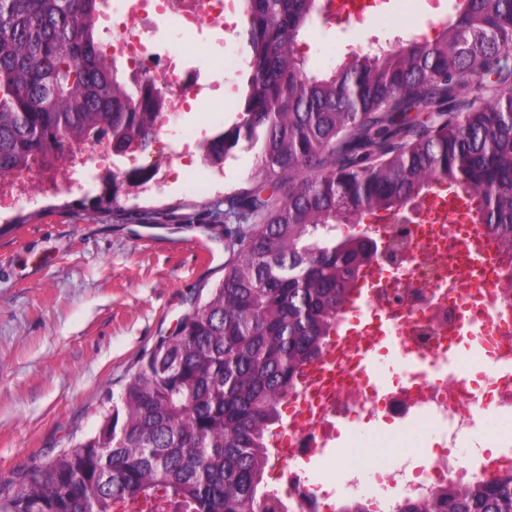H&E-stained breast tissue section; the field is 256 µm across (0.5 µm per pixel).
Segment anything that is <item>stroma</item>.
<instances>
[{
    "label": "stroma",
    "instance_id": "1",
    "mask_svg": "<svg viewBox=\"0 0 512 512\" xmlns=\"http://www.w3.org/2000/svg\"><path fill=\"white\" fill-rule=\"evenodd\" d=\"M455 0H378L362 18L315 22L298 44L323 70L373 40L405 35L406 16L422 24L455 15ZM253 155L236 150L223 170L202 167L201 190L154 181L120 192L110 210L84 206L103 178L0 212V483L93 431L138 371L144 355L173 335L195 299L222 280L226 193L252 187ZM25 223H16V216ZM209 235L214 258L194 255ZM341 431L347 448L362 441L379 467L421 465L445 445L439 430L385 415ZM512 432V416L481 399L476 425L455 450L477 467L473 448Z\"/></svg>",
    "mask_w": 512,
    "mask_h": 512
}]
</instances>
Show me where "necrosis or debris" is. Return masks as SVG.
I'll list each match as a JSON object with an SVG mask.
<instances>
[{"instance_id":"1","label":"necrosis or debris","mask_w":512,"mask_h":512,"mask_svg":"<svg viewBox=\"0 0 512 512\" xmlns=\"http://www.w3.org/2000/svg\"><path fill=\"white\" fill-rule=\"evenodd\" d=\"M239 16V0H202L198 10L187 8L184 0H101L98 21L112 34L104 46L105 53L142 80L158 78L163 82L164 97L155 122V154H163L167 137L177 136L182 146L181 158L189 167L200 155L203 140L197 132L173 126L174 118L190 111L197 102L196 93L180 88L185 75L182 51L158 52L152 38L144 35V28L162 23L189 40L206 27L222 32L235 30ZM107 159L106 150L92 154L75 148L70 150L65 164L38 160L28 169L2 176L0 210L54 194L63 173L82 172ZM372 236L378 254L370 266L388 280L375 303L423 349L432 350L447 342L463 312H470L472 321L480 323L489 306L512 308V288L507 285V265L503 262L497 265L498 287L491 300H484L469 288L449 293L448 277L454 258L451 244L459 235L455 224L448 221L447 210L417 202L413 208L398 213L395 221L374 225ZM480 394L474 383L463 394L445 382L413 383L397 398L385 402L348 381L335 390L327 408L349 416L381 412L397 417L407 412L412 402L423 401L428 421L441 428L449 448L421 469L412 471L403 465L386 475L389 482L401 487L404 497L418 499L442 486H466L485 477L484 469L464 467L452 452L473 423ZM328 432L323 418L314 411L305 414L303 422L289 431L284 458H272L265 471V484L270 488L267 500L274 503L275 512H335V486L314 482L295 467L312 444L326 438ZM370 457L369 449H350L345 497L361 502L366 512H396V501L358 488L357 474L370 466Z\"/></svg>"}]
</instances>
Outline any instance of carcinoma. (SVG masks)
<instances>
[{
	"label": "carcinoma",
	"mask_w": 512,
	"mask_h": 512,
	"mask_svg": "<svg viewBox=\"0 0 512 512\" xmlns=\"http://www.w3.org/2000/svg\"><path fill=\"white\" fill-rule=\"evenodd\" d=\"M100 0H0V176L65 157V143L147 147L163 93L119 74L96 29ZM247 18L237 115L204 162L255 151L258 220L224 277L163 338L97 428L18 474L0 512H270L267 433L373 256L336 225L398 213L435 185L471 193L472 220L512 260V0H456L431 40L353 51L325 73L300 37L326 0H240ZM426 112L438 126L416 124ZM284 198L264 191L304 167ZM397 512H512V470L404 500Z\"/></svg>",
	"instance_id": "cac0c4a2"
}]
</instances>
